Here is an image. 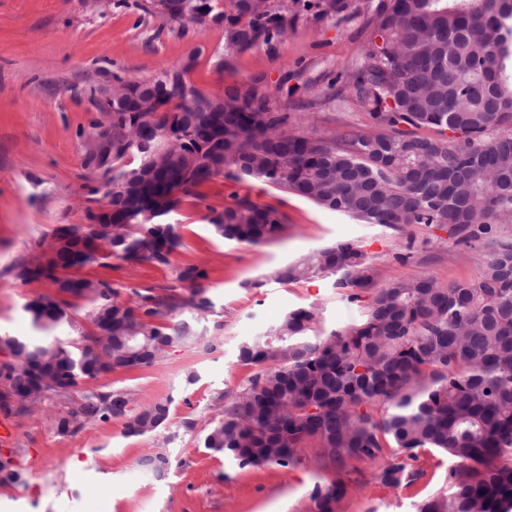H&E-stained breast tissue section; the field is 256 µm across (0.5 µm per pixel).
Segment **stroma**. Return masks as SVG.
<instances>
[{
	"mask_svg": "<svg viewBox=\"0 0 512 512\" xmlns=\"http://www.w3.org/2000/svg\"><path fill=\"white\" fill-rule=\"evenodd\" d=\"M376 3L354 0L352 13L335 20L301 13L286 40L239 54L220 70V26L201 31L190 25L176 36L134 9L99 16L81 0H0V335H34L24 306L37 294L55 292L48 283L22 284L8 267L56 225L84 221L78 129L93 109L90 88L106 87L115 74L145 79L191 56L189 77L201 91L220 95L230 85L256 86L273 106L300 113L303 126L330 136L341 122L366 120L362 110L331 100L325 76L361 61ZM235 190L220 179L204 186V200L182 202L172 216L181 244L170 266L110 258L82 270L124 294L164 284L186 264L207 270L215 307L201 321L203 340L176 345L159 366L89 383L130 393L135 410L168 401L166 424L129 436L125 418L114 417L61 435L52 420L63 405L52 400L13 418L14 460L26 482L0 485V512H310L314 486L343 477L340 512H416L444 488L449 460L435 450L420 456L423 480L394 489L375 479L374 464L354 460L344 470L324 460L315 441L299 448V465L286 470L239 466L204 448L203 439L220 417V396L234 393L253 372L238 360L243 341L311 305L318 310L315 329L324 336L358 320L371 300L368 290L348 300L330 277L283 283L274 277L277 270L314 249L352 240L375 267L378 285L419 277L448 285L477 280L488 247H458L447 231L422 224L401 230L364 224L260 183L251 185L252 198L283 212L286 230L258 245L227 241L213 234L207 215L223 209ZM157 452L170 459L161 479L140 466L143 456Z\"/></svg>",
	"mask_w": 512,
	"mask_h": 512,
	"instance_id": "stroma-1",
	"label": "stroma"
}]
</instances>
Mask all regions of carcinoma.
<instances>
[{"label":"carcinoma","mask_w":512,"mask_h":512,"mask_svg":"<svg viewBox=\"0 0 512 512\" xmlns=\"http://www.w3.org/2000/svg\"><path fill=\"white\" fill-rule=\"evenodd\" d=\"M351 6L316 0L315 17L334 20ZM140 9L179 36L209 19L224 26L226 65L283 41L292 23L290 5L275 0H147ZM367 29L361 64L345 70L341 87L328 81L367 110V123L346 122L334 136L303 127L253 88L209 98L180 64L144 82L112 75L125 93L112 109V177L82 175L86 223L57 225L9 268L26 285L57 288L24 307L35 328L77 327L71 296L86 302L93 333L82 346L0 336V353L15 356L0 361V411L22 416L63 401L60 434L125 415L129 393L86 390L84 381L158 366L170 348L203 337L185 320H163L212 311L208 273L186 265L123 299L110 281L77 270L114 256L168 267L181 242L169 216L184 199H204L200 188L219 178L259 181L364 224L434 226L457 246L492 251L476 281L406 278L376 288L359 320L327 336L313 333L314 307L289 311L240 346L239 361L256 372L222 407L204 447L241 466L288 468L316 440L334 464L378 465L391 488L423 478L420 452L436 449L452 462L448 489L418 512H512V240L502 235L512 223V0H379ZM145 96L160 110L155 120L139 111ZM208 221L216 235L250 244L286 228L283 213L248 192ZM317 275L336 277L352 301L377 278L352 241L316 249L275 278ZM168 416L169 401H157L127 432L153 433ZM141 466L162 478L170 459L155 453ZM23 482L12 457L0 456V485ZM344 493L342 481L315 486L312 512H337Z\"/></svg>","instance_id":"cac0c4a2"}]
</instances>
